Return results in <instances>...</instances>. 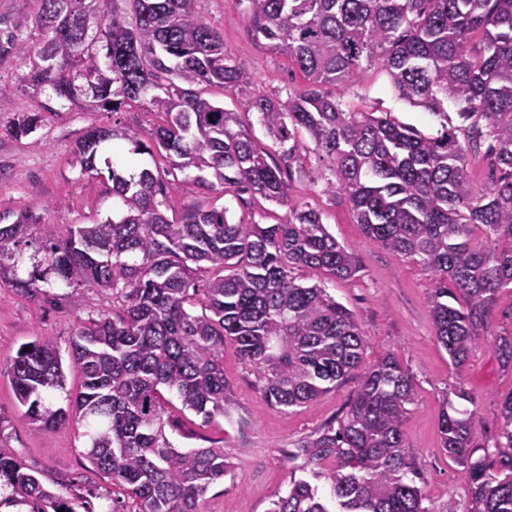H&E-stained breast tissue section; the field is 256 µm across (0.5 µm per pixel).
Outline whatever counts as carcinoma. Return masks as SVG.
<instances>
[{"instance_id":"cac0c4a2","label":"carcinoma","mask_w":512,"mask_h":512,"mask_svg":"<svg viewBox=\"0 0 512 512\" xmlns=\"http://www.w3.org/2000/svg\"><path fill=\"white\" fill-rule=\"evenodd\" d=\"M70 19L56 20L59 0H40L44 40L20 38L24 23L0 29L7 50L39 62L27 74L47 85L56 101L75 105L91 97L105 111L144 102L164 123L147 140L94 129L78 142L86 171L96 168L100 146L118 137L130 154L112 148V194L123 213L61 234L43 225L45 245L29 278L7 276L30 217L0 225V283L36 294L56 278L65 287L112 290L124 298L119 312L84 322L70 358L82 391L67 406L51 395L66 391L61 354L48 337L22 344L5 369L22 416L37 431L76 424L84 455L139 505L138 512H204L210 487L231 470L224 450L180 451L166 433L181 431L165 417L162 390L182 408L211 423L233 402L224 374V345L257 374L264 399L280 410L310 404L351 377L359 379L338 426L302 445L308 462L330 459L317 472L332 499L304 479L291 481L270 512H429L420 470L407 448L403 420L414 403L409 370L388 354L361 367L367 337L354 314L319 284L304 285L294 270L310 268L337 279L358 271L354 254L328 231L312 208L290 205V184L233 112L193 86L236 89L243 74L224 52V37L197 11L198 0H124L125 10L96 18L85 0H65ZM246 4L250 30L288 56L306 86L287 99L257 94L251 107L273 143L300 160L306 146L329 160L325 190L340 191L365 239L426 267L433 277L430 317L437 343L457 371L477 347L501 296L512 293V0H236ZM100 35L90 34L92 27ZM105 40L101 66L97 43ZM380 66L399 98L441 121L426 137L414 127L372 112H348L324 84L355 83L362 61ZM75 67L70 78L58 64ZM175 76L182 88L162 78ZM454 103L462 124L448 120ZM486 142V150L481 143ZM164 149L172 165L212 171L222 185H243L268 201L288 205L284 224H236L225 209L190 208L171 223L157 195L177 188L148 167L134 172L133 155ZM490 169L484 192L474 189L471 160ZM223 274L195 306L192 265ZM474 404L463 386L443 398L440 446L461 467L471 490L470 512H512V393L501 402L497 459L475 457ZM0 486L33 512H89L84 500L43 484L0 447Z\"/></svg>"}]
</instances>
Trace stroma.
<instances>
[{
  "label": "stroma",
  "mask_w": 512,
  "mask_h": 512,
  "mask_svg": "<svg viewBox=\"0 0 512 512\" xmlns=\"http://www.w3.org/2000/svg\"><path fill=\"white\" fill-rule=\"evenodd\" d=\"M198 11L224 35V49L244 75L242 88L226 92L210 89V97L239 112L270 165L291 171V200L321 212L339 243L358 260V273L347 280L303 268L296 275L303 283H317L350 309L367 335L365 364L381 355L395 354L415 381V401L404 420L409 452L423 473L421 486L429 512H468L470 493L459 477V466L440 448L439 411L443 396L455 383H463L476 398L474 440L493 446L499 432L500 405L512 392V367L496 353L497 337L512 334V296L503 295L493 309L481 343L462 372H454L444 349L436 342L429 313L432 288L424 266L388 249L369 244L343 195L327 192L328 163L309 156L289 165L281 147L273 145L259 115L250 106L255 94L287 97L305 85L302 74L286 55L257 41L243 6L235 0H199ZM28 62L11 55L0 59V225L15 223L24 213L36 216L15 249L19 278L32 270L31 255L42 248V227L56 225L67 231L78 224H94L119 210L105 164L86 171L75 151L84 134L94 128H113L129 134H147L162 124L161 113L144 106L117 112L100 110L92 99L73 109L58 107L49 87L35 88L26 81ZM351 112H384L390 119L415 126L423 135L440 130L436 117L409 105L394 93L386 74L374 64L365 65L360 80L350 86H326ZM39 116L34 132L15 136L16 124ZM141 165H159L173 173L178 189L168 194L162 210L170 221H180L189 207L227 209L229 218L244 224H278L288 218L284 205L266 202L253 191L237 186L221 188L209 171L172 169L168 159L141 155ZM120 296L96 288L44 286L30 295L0 287V444L24 466L37 471L45 485L62 483L71 494L86 498L93 512H137V502L124 495L111 479L95 471L84 456L81 429L66 426L50 432L33 430L22 418L10 381L3 373L18 348L36 337L53 339L66 363L68 390L81 383L69 363L77 327L110 309H121ZM224 372L231 383L234 402L228 412L210 424L194 413L182 412L174 393H166L168 414L182 432L172 435L177 448H220L231 464L224 480L206 495L205 512H270L276 496L285 494L291 479L313 480L315 468L300 450L303 441L336 426L358 386L349 379L317 401L292 411L270 406L259 391L254 372L239 360L232 347L224 349Z\"/></svg>",
  "instance_id": "1"
}]
</instances>
